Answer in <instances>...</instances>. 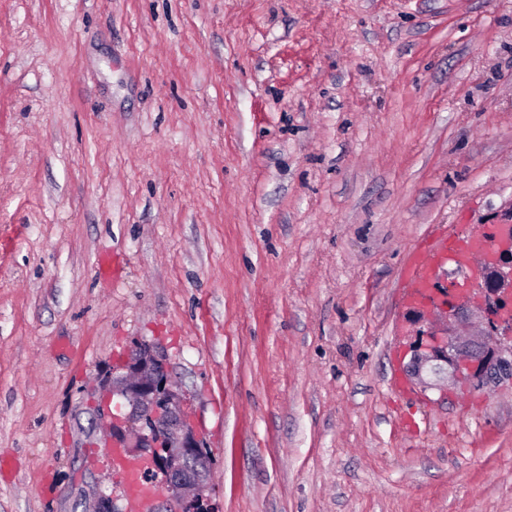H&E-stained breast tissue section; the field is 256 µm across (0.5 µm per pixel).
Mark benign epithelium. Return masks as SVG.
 <instances>
[{
  "label": "benign epithelium",
  "mask_w": 512,
  "mask_h": 512,
  "mask_svg": "<svg viewBox=\"0 0 512 512\" xmlns=\"http://www.w3.org/2000/svg\"><path fill=\"white\" fill-rule=\"evenodd\" d=\"M496 228L500 244L477 271L432 284L448 320L445 329L417 336L412 346L410 372L421 381L430 374L483 388L512 378V344L499 339L502 327L512 328L506 303L512 294V210ZM116 398L129 406L127 414L112 413ZM94 410L108 427V448L141 460L145 481L162 474L163 498L154 512H210L207 475L186 470L189 461L209 457L159 347L134 345L125 364L103 381Z\"/></svg>",
  "instance_id": "obj_1"
}]
</instances>
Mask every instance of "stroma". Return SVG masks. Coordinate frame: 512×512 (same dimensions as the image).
<instances>
[{"label": "stroma", "instance_id": "stroma-1", "mask_svg": "<svg viewBox=\"0 0 512 512\" xmlns=\"http://www.w3.org/2000/svg\"><path fill=\"white\" fill-rule=\"evenodd\" d=\"M511 208L512 0H0V512L111 491L141 339L215 512H512V380L409 379L404 278ZM460 247L459 242L454 240L453 232L445 229L432 241L427 250L423 253H415L411 257L405 269V278L411 284L412 296L429 292V288H425V285L430 279L433 266L446 257L449 260L463 253L464 250ZM422 286L424 288H421Z\"/></svg>", "mask_w": 512, "mask_h": 512}]
</instances>
